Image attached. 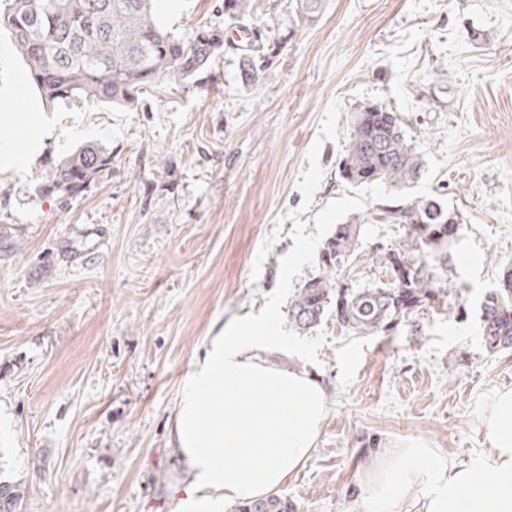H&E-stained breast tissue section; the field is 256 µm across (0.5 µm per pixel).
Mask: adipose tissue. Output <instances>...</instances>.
I'll return each instance as SVG.
<instances>
[{
  "label": "adipose tissue",
  "mask_w": 512,
  "mask_h": 512,
  "mask_svg": "<svg viewBox=\"0 0 512 512\" xmlns=\"http://www.w3.org/2000/svg\"><path fill=\"white\" fill-rule=\"evenodd\" d=\"M21 130L24 149L0 142V171L25 169L51 134L36 112ZM284 341L265 316L220 330L193 363L172 428L187 471L172 489L175 512H224L276 494L309 461L325 394L306 373L268 363ZM482 427L490 448L473 463L417 442L371 461L367 512H512V389L495 394Z\"/></svg>",
  "instance_id": "1"
}]
</instances>
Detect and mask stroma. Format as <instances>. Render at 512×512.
<instances>
[{
	"label": "stroma",
	"mask_w": 512,
	"mask_h": 512,
	"mask_svg": "<svg viewBox=\"0 0 512 512\" xmlns=\"http://www.w3.org/2000/svg\"><path fill=\"white\" fill-rule=\"evenodd\" d=\"M245 31L224 0H183L163 24L222 29L232 50L178 91L135 108L14 102L53 135L21 173L0 172V477L20 512H174L170 428L207 337L266 312L300 351L327 413L312 458L281 488L298 512H364L367 457L418 440L467 463L489 442L482 414L512 388V353L488 352L480 303L512 260V0H323L316 22L274 44L294 0H253ZM480 40H473V33ZM264 44L273 78L245 89L240 48ZM401 112L425 160L412 193L437 196L466 229L448 279L464 316L425 306L397 330L345 333L333 316L289 330L288 300L318 271L336 225L385 204L379 183L340 177L352 109ZM86 144L112 165L81 194H45ZM368 224L354 285L385 280Z\"/></svg>",
	"instance_id": "obj_1"
}]
</instances>
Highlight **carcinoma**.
I'll return each instance as SVG.
<instances>
[{
  "label": "carcinoma",
  "instance_id": "1",
  "mask_svg": "<svg viewBox=\"0 0 512 512\" xmlns=\"http://www.w3.org/2000/svg\"><path fill=\"white\" fill-rule=\"evenodd\" d=\"M297 2L302 12L296 13L292 33L303 30L300 21L314 19L322 0ZM251 11V0H224V16L238 29ZM0 29L9 33L42 100L51 105L84 98L133 106L146 87L187 83L224 47V33L214 27L187 34L168 30L158 21L153 0H9ZM241 73L244 87L271 76L268 61L258 63L252 55L242 57ZM111 164V153L83 146L55 167L43 191L80 194ZM423 167L400 113L381 102H365L351 113L340 176L350 184L388 187L392 199L378 214L382 223L400 225L403 237L380 249L390 280L355 288L344 271L371 217L356 214L336 225L317 255L320 272L305 279L289 302L288 327L308 331L330 310L347 332L374 336L427 303L445 304L450 314L463 309L448 282L450 248L464 231L463 218L436 197L407 196ZM480 308L485 348L491 353L512 349L511 260L500 265L496 286ZM20 501L19 487L0 481V512H17ZM233 512H295V507L273 495L239 502Z\"/></svg>",
  "mask_w": 512,
  "mask_h": 512
}]
</instances>
